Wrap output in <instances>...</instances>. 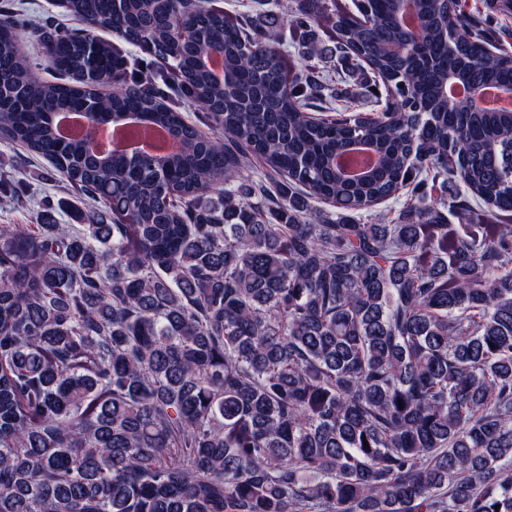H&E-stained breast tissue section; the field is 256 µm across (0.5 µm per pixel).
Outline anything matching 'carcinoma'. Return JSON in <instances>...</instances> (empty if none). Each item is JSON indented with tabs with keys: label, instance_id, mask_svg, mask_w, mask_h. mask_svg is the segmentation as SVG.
<instances>
[{
	"label": "carcinoma",
	"instance_id": "obj_1",
	"mask_svg": "<svg viewBox=\"0 0 512 512\" xmlns=\"http://www.w3.org/2000/svg\"><path fill=\"white\" fill-rule=\"evenodd\" d=\"M61 7L118 42L41 24L65 75L44 82L0 14V138L106 213L0 225V512H512V224L448 223L512 213V110L444 92L512 89V55L458 0H415L412 28L399 0L289 9V33L325 19L383 84L364 113L214 0ZM128 112L176 148L92 153ZM352 144L377 156L357 177ZM452 176V201L429 193ZM408 186L396 223H361ZM312 200L335 211L312 224Z\"/></svg>",
	"mask_w": 512,
	"mask_h": 512
}]
</instances>
